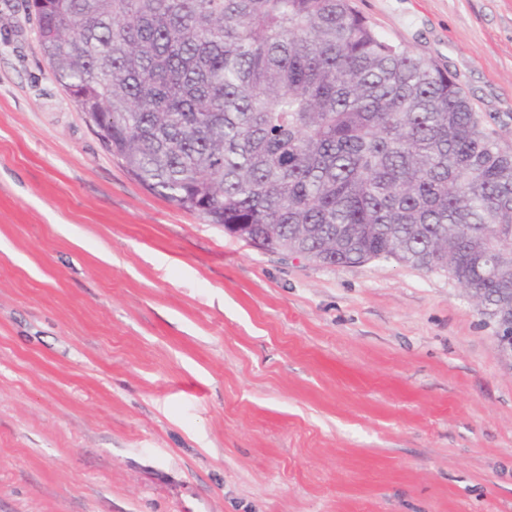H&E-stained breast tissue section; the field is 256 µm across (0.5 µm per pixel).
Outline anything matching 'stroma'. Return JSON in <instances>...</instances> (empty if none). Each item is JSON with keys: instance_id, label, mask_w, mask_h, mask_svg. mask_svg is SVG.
<instances>
[{"instance_id": "35a3bbf8", "label": "stroma", "mask_w": 512, "mask_h": 512, "mask_svg": "<svg viewBox=\"0 0 512 512\" xmlns=\"http://www.w3.org/2000/svg\"><path fill=\"white\" fill-rule=\"evenodd\" d=\"M512 150V0H354ZM0 0V512H512V358L446 273L155 194Z\"/></svg>"}]
</instances>
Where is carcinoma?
Instances as JSON below:
<instances>
[{
  "label": "carcinoma",
  "mask_w": 512,
  "mask_h": 512,
  "mask_svg": "<svg viewBox=\"0 0 512 512\" xmlns=\"http://www.w3.org/2000/svg\"><path fill=\"white\" fill-rule=\"evenodd\" d=\"M50 74L149 189L266 250L394 260L512 307V152L350 0H26Z\"/></svg>",
  "instance_id": "carcinoma-1"
}]
</instances>
